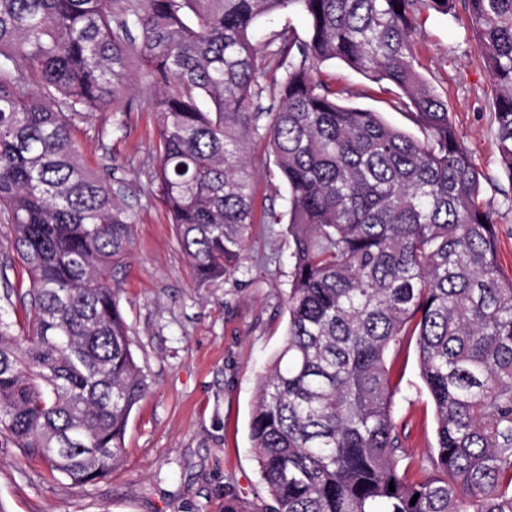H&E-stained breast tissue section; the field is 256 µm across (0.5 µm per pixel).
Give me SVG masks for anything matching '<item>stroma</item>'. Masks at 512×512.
I'll return each mask as SVG.
<instances>
[{
    "instance_id": "stroma-1",
    "label": "stroma",
    "mask_w": 512,
    "mask_h": 512,
    "mask_svg": "<svg viewBox=\"0 0 512 512\" xmlns=\"http://www.w3.org/2000/svg\"><path fill=\"white\" fill-rule=\"evenodd\" d=\"M419 72L448 101V110L483 174L482 201L495 213L499 261L512 272V181L496 145L495 91L478 56L468 15L427 13L417 35ZM319 78L349 102L382 112L411 135V117L385 102L376 84L342 62L324 63ZM134 110L113 121L89 112L73 135L85 163L104 173H127L128 196L138 205L127 258L114 272L131 349L150 390L133 409L125 461L101 482L79 486L51 481L20 449L0 447V507L5 512H224V496L250 512L262 504L249 437L257 378L282 346L288 319L291 242L285 225L259 224L243 268L228 279L198 286L174 228L151 182V101L130 87ZM257 210L285 213L286 187L266 145L256 141ZM28 275L0 223V317H22L4 289L24 288ZM401 391L394 417L405 446L426 463L435 446L434 408L419 376L415 338L390 355Z\"/></svg>"
}]
</instances>
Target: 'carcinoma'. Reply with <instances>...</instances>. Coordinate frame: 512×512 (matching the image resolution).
<instances>
[{"mask_svg": "<svg viewBox=\"0 0 512 512\" xmlns=\"http://www.w3.org/2000/svg\"><path fill=\"white\" fill-rule=\"evenodd\" d=\"M464 3L512 183V0ZM455 4L0 0V214L29 279L18 329L0 318V436L74 485L123 462L149 386L112 273L138 212L72 129L87 112L133 110L134 64L151 95V180L198 286L243 267L254 224L279 222L256 218L253 140L287 187L288 322L249 424L262 512H512V273L448 102L417 69L421 16ZM290 7L306 40L253 41L259 18ZM332 60L391 95L423 138L343 103L316 78ZM407 336L436 423L420 479L388 365Z\"/></svg>", "mask_w": 512, "mask_h": 512, "instance_id": "cac0c4a2", "label": "carcinoma"}]
</instances>
